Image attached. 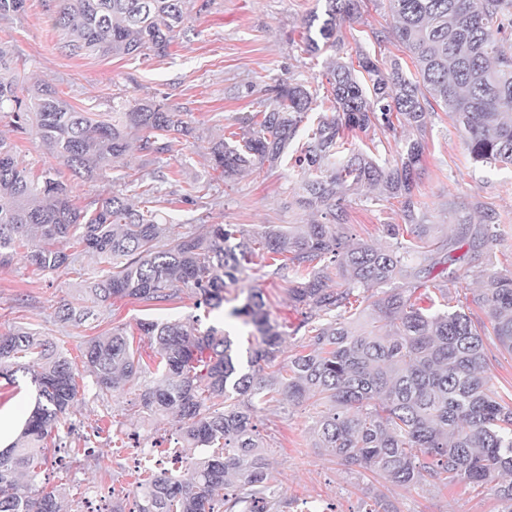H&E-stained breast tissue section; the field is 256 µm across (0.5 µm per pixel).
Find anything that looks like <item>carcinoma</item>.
I'll return each mask as SVG.
<instances>
[{
  "instance_id": "obj_1",
  "label": "carcinoma",
  "mask_w": 512,
  "mask_h": 512,
  "mask_svg": "<svg viewBox=\"0 0 512 512\" xmlns=\"http://www.w3.org/2000/svg\"><path fill=\"white\" fill-rule=\"evenodd\" d=\"M396 37L414 71L398 62L385 72L367 53L328 67L330 91L317 100L308 86L278 80L266 86L263 109L241 118L245 132L211 148L224 179L272 170L291 142L306 136L295 203L324 218L288 229L269 224L244 234L235 224H209L196 235H166L157 211L165 175L135 179L139 206L119 192L80 212L71 188L46 171L42 181L18 167L0 140V265L21 248L39 271L69 264L70 248L108 265L87 289L94 303L133 298L173 303L189 292L218 309L227 283L254 258L288 280L302 319V350L279 361L282 334L266 314L261 289L248 290L233 317L248 319L262 337L249 371L233 341L212 327L201 333L181 319L140 321L151 355L145 362L125 333L88 341L82 363L101 394L128 383L141 408L175 412L189 467L167 469L137 486L132 512H287L262 452L253 419L278 396L324 400L313 427L316 447L347 465L403 487L464 483L490 488L499 512H512V394L492 388L485 341L512 351V272L483 269L480 288L449 289L435 270L455 261L466 242L489 247L495 215L464 224L457 237L423 223L415 178L424 156L427 109L454 114L473 159L512 167V0H387ZM191 0H61L54 26L72 36L73 54H169ZM359 0H324L323 14L305 20V51L336 46L341 25ZM323 113L313 118V104ZM32 131L79 177L93 179L122 159L131 140L148 154L172 148L186 127L164 105L145 101L112 113V121L78 111L47 85L25 87L0 52V112ZM409 129L398 157L381 160L348 147L345 133ZM382 187L399 204L401 223L385 225L392 248L353 242L346 233V198ZM486 320L473 318L471 306ZM21 372L37 391L34 408L11 445L0 451V512H60L35 480L46 459L44 440L66 423L78 394L72 361L58 343L27 327L0 336V376Z\"/></svg>"
}]
</instances>
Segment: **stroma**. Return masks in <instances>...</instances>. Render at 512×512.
<instances>
[{
	"label": "stroma",
	"mask_w": 512,
	"mask_h": 512,
	"mask_svg": "<svg viewBox=\"0 0 512 512\" xmlns=\"http://www.w3.org/2000/svg\"><path fill=\"white\" fill-rule=\"evenodd\" d=\"M58 6V0H26L23 11L0 16V50L12 59L25 85H49L70 105L103 119L121 103L160 102L180 114L189 132L161 155L130 147L105 178L86 182L75 179L36 136L20 132L7 111L0 112V138L13 145L19 166L30 178L52 169L71 184L73 203L82 210L123 189L126 176L164 173L157 209L182 234L200 233L206 224H235L253 233L268 224L312 222L311 213L284 205L298 189L290 162L257 177L227 181L212 167L213 143L237 130L242 116L257 110L265 87L275 80L290 78L321 95L328 89L325 72L331 59L345 60L362 49L386 70L393 63L409 62L393 31L386 0H361L357 18L341 27V42L313 56L302 49L304 20L322 9L321 0H193L168 56L137 58L70 53L67 35L52 24ZM424 141L415 195L425 223L443 225L452 234L459 224L479 222L483 210L497 214L494 244L468 250L464 260L453 264L461 286H473L470 271L475 265L512 271V168L474 162L454 119L440 107L427 118ZM195 182L206 190L202 202L193 205L183 195ZM346 210L352 240L378 246L389 243L385 225L400 221L396 200L376 191L350 196ZM101 269L89 252L53 271L35 270L21 253L0 266V334L18 327L36 329L61 342L78 373L76 401L66 424L50 438L48 465L38 478L44 490L63 492V512H87L97 495L107 510L118 504L130 512L139 473L128 462L135 445L155 447L161 468L170 470V451L179 437L174 414H148L139 405L136 389L99 394L80 358L84 343L117 329L137 334L142 319L181 318L202 331L212 326L226 331L239 358L247 359L260 336L253 326L230 317L229 310L242 288L250 286L264 291L269 316L283 333V356L304 342L294 332L301 314L288 297L287 283L258 265L248 270L242 284L228 286L226 301L216 310L197 305L188 294L163 306L123 298L96 307L94 316L81 325L61 321L60 305L81 306L84 288ZM35 398L29 376L0 378V410L26 420ZM320 412V405L311 400L298 405L283 401L266 405L255 419L270 473L293 506L316 501L334 512H364L372 496L381 493L396 512H498V501L486 489L462 484L407 489L371 472L349 469L316 447L311 426Z\"/></svg>",
	"instance_id": "stroma-1"
}]
</instances>
